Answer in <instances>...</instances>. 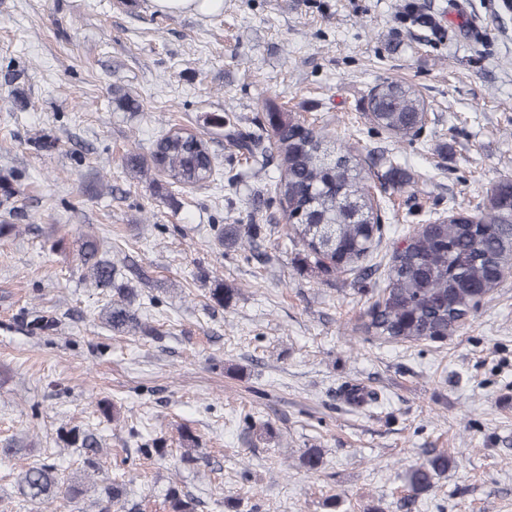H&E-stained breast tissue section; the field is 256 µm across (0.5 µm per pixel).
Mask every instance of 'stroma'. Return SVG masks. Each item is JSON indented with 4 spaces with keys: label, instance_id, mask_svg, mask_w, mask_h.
Here are the masks:
<instances>
[{
    "label": "stroma",
    "instance_id": "35a3bbf8",
    "mask_svg": "<svg viewBox=\"0 0 512 512\" xmlns=\"http://www.w3.org/2000/svg\"><path fill=\"white\" fill-rule=\"evenodd\" d=\"M389 77L428 103L398 139L368 116ZM127 89L138 111L119 108ZM278 96L356 146L383 238L376 272H323L287 235L260 167L209 124L262 122ZM203 133L224 178L174 190L127 177L128 149L168 129ZM512 177V13L502 0H224L217 14L152 0H0V512H71L24 500L18 475L88 468L66 442L93 430L102 464L142 512L170 484L197 512H512V278L441 342L392 344L360 323L387 284L395 240L471 208ZM257 227L256 252L215 243ZM147 270L150 334L100 320L106 290L76 260L79 233ZM234 289L211 307L215 282ZM367 402L346 401L351 387ZM114 406L107 420L98 403ZM196 439L185 464L181 428ZM165 441L166 459L142 455ZM320 449L318 468L303 465ZM451 465L404 508L403 474L430 450ZM253 224H227L217 235L218 242L227 249H245V243L250 245Z\"/></svg>",
    "mask_w": 512,
    "mask_h": 512
}]
</instances>
